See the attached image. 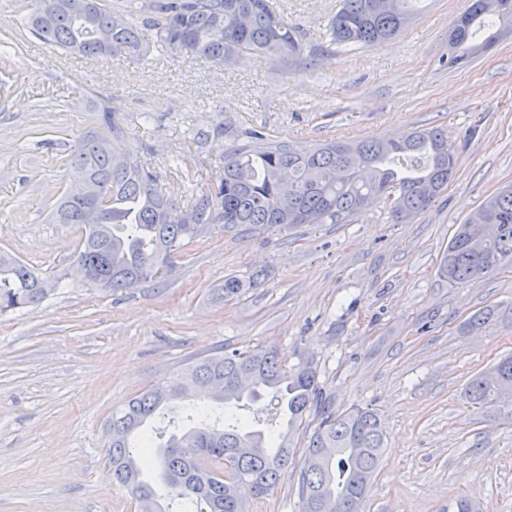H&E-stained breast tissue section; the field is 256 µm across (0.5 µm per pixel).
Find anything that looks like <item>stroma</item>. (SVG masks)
<instances>
[{"label": "stroma", "instance_id": "obj_1", "mask_svg": "<svg viewBox=\"0 0 512 512\" xmlns=\"http://www.w3.org/2000/svg\"><path fill=\"white\" fill-rule=\"evenodd\" d=\"M277 4L301 55L217 68L158 49L68 54L25 28L34 0H0V250L60 280L38 307L0 314V512H137L108 465L112 411L219 345L313 362L336 411L377 412L386 448L364 512H456L461 497L512 512V419L464 396L512 354V266L476 284L438 275L457 225L512 184V36L455 69L448 29L468 0H414L393 40L350 48L331 41L339 0ZM102 98L180 202L216 182L225 151L272 141L438 126L456 175L406 223L380 202L344 224L207 225L163 279L106 293L69 275L81 227L46 221ZM255 274L259 286L220 296L225 277ZM487 309L489 322L471 324Z\"/></svg>", "mask_w": 512, "mask_h": 512}]
</instances>
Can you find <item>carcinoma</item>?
<instances>
[{"label": "carcinoma", "instance_id": "obj_1", "mask_svg": "<svg viewBox=\"0 0 512 512\" xmlns=\"http://www.w3.org/2000/svg\"><path fill=\"white\" fill-rule=\"evenodd\" d=\"M413 0H341L330 19L333 42L375 45L392 39L408 22ZM480 0L457 17L448 32V65L467 66L512 30V11L481 12ZM143 17L131 21L105 0H36L29 30L44 43L90 57H145L151 47L171 54L203 57L216 67L244 52L274 57L300 53L292 27L271 0H144ZM106 130L90 131L73 150L70 169H81L105 203L102 229L85 230L73 263L97 272L101 290L115 293L161 277L155 268L176 243L192 238L203 224L296 227L346 223L383 200L397 223L426 211L456 172L454 149L440 128H425L401 140L332 141L307 148L267 142L224 152L216 184L180 204L159 187L155 171L134 160L110 101H101ZM288 174L296 191L284 194L275 174ZM87 202L84 187L71 183L51 212L55 224H78ZM486 222L500 224L494 236L476 241L480 226L460 224L448 241L440 277L450 285L477 283L512 262V186L485 199ZM43 278L20 260L0 253V313L38 306L48 297ZM250 282L224 279V298L239 296ZM483 371L465 387L472 405L512 417V355ZM204 393L198 426L157 448H148L145 426L169 401ZM269 395L287 405L288 430L267 440L238 415L243 404ZM315 412L317 424L298 473L302 512H362L370 482L380 466L385 436L369 408L336 412L323 405L311 363H281L271 349L227 352L222 347L197 358L168 384L145 390L112 412L109 455L112 476L137 500L140 512H164L142 469L159 464L166 487L183 512H247L243 496L225 483L229 473L259 487L264 499L288 478L296 453L293 434ZM180 476L184 483L176 484Z\"/></svg>", "mask_w": 512, "mask_h": 512}]
</instances>
